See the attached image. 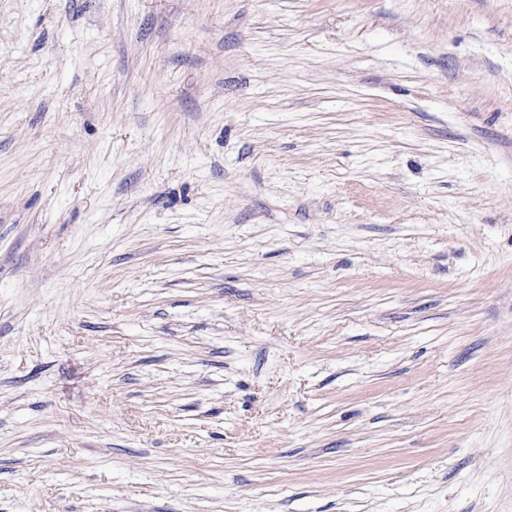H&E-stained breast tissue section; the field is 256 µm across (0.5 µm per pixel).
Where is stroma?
<instances>
[{"instance_id":"obj_1","label":"stroma","mask_w":512,"mask_h":512,"mask_svg":"<svg viewBox=\"0 0 512 512\" xmlns=\"http://www.w3.org/2000/svg\"><path fill=\"white\" fill-rule=\"evenodd\" d=\"M0 512H512V0H0Z\"/></svg>"}]
</instances>
